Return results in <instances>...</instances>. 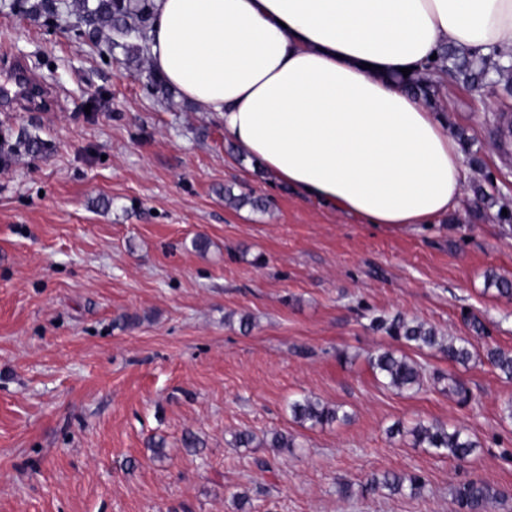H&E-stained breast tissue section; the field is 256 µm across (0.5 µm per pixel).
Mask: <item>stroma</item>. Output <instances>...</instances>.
Instances as JSON below:
<instances>
[{"label":"stroma","mask_w":512,"mask_h":512,"mask_svg":"<svg viewBox=\"0 0 512 512\" xmlns=\"http://www.w3.org/2000/svg\"><path fill=\"white\" fill-rule=\"evenodd\" d=\"M71 22L0 0V77L24 61L56 98L0 104V144L27 143L0 164V512H453L466 480L512 490V380L481 355L463 368L412 349L427 378L401 394L366 361L393 345L373 318L398 313L512 351V298L486 280L512 276V222L473 193L512 203L492 134L512 91L449 81L435 109L481 168L434 223L368 224L271 181L220 121L176 88L151 95L149 65ZM228 189L265 210L226 205ZM304 395L348 422H295ZM419 421L480 446L458 462L387 433ZM242 429L251 447H234ZM276 432L295 448H271ZM386 471L426 487L338 493Z\"/></svg>","instance_id":"obj_1"}]
</instances>
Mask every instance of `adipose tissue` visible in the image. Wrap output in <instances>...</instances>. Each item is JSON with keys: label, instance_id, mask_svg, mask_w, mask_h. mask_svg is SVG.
Segmentation results:
<instances>
[{"label": "adipose tissue", "instance_id": "obj_1", "mask_svg": "<svg viewBox=\"0 0 512 512\" xmlns=\"http://www.w3.org/2000/svg\"><path fill=\"white\" fill-rule=\"evenodd\" d=\"M153 3V69L276 181L369 224L456 208L460 147L401 71L512 51V0Z\"/></svg>", "mask_w": 512, "mask_h": 512}]
</instances>
